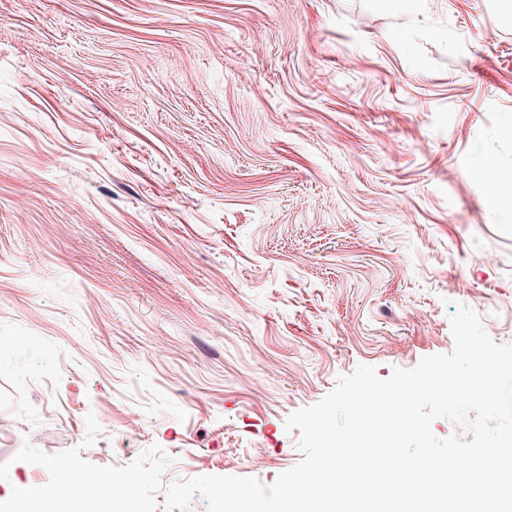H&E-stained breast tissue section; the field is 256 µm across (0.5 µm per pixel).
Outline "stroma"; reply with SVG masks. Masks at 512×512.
Masks as SVG:
<instances>
[{
  "label": "stroma",
  "instance_id": "35a3bbf8",
  "mask_svg": "<svg viewBox=\"0 0 512 512\" xmlns=\"http://www.w3.org/2000/svg\"><path fill=\"white\" fill-rule=\"evenodd\" d=\"M512 0H0V497L101 431L271 485L358 365L512 344ZM142 426L129 432L127 420Z\"/></svg>",
  "mask_w": 512,
  "mask_h": 512
}]
</instances>
